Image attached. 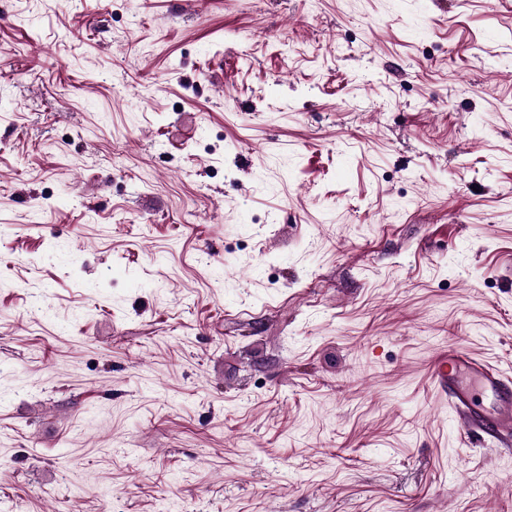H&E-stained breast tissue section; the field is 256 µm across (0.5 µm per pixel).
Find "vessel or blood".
I'll return each mask as SVG.
<instances>
[{"mask_svg":"<svg viewBox=\"0 0 512 512\" xmlns=\"http://www.w3.org/2000/svg\"><path fill=\"white\" fill-rule=\"evenodd\" d=\"M431 376L466 436L497 444L512 441L511 377L458 346L434 358Z\"/></svg>","mask_w":512,"mask_h":512,"instance_id":"obj_1","label":"vessel or blood"}]
</instances>
